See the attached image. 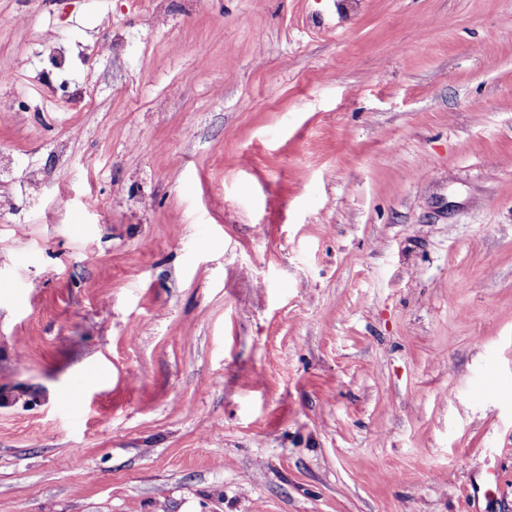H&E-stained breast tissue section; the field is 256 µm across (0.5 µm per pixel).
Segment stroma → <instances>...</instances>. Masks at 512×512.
<instances>
[{
    "label": "stroma",
    "instance_id": "obj_1",
    "mask_svg": "<svg viewBox=\"0 0 512 512\" xmlns=\"http://www.w3.org/2000/svg\"><path fill=\"white\" fill-rule=\"evenodd\" d=\"M1 70L0 512H512V0H0Z\"/></svg>",
    "mask_w": 512,
    "mask_h": 512
}]
</instances>
